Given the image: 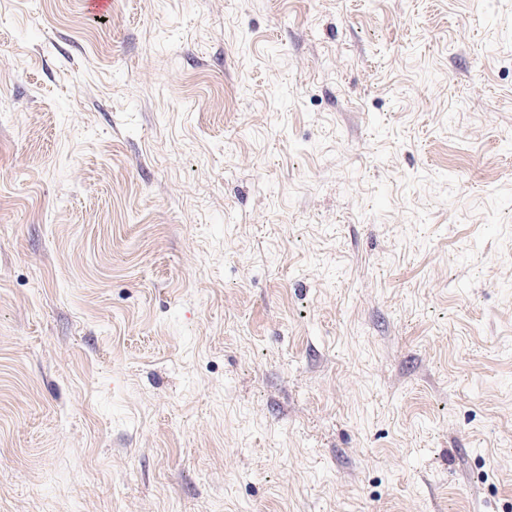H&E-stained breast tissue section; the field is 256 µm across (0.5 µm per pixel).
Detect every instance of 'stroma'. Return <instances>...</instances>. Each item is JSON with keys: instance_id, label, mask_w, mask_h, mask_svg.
<instances>
[{"instance_id": "35a3bbf8", "label": "stroma", "mask_w": 512, "mask_h": 512, "mask_svg": "<svg viewBox=\"0 0 512 512\" xmlns=\"http://www.w3.org/2000/svg\"><path fill=\"white\" fill-rule=\"evenodd\" d=\"M0 512H512V0H0Z\"/></svg>"}]
</instances>
